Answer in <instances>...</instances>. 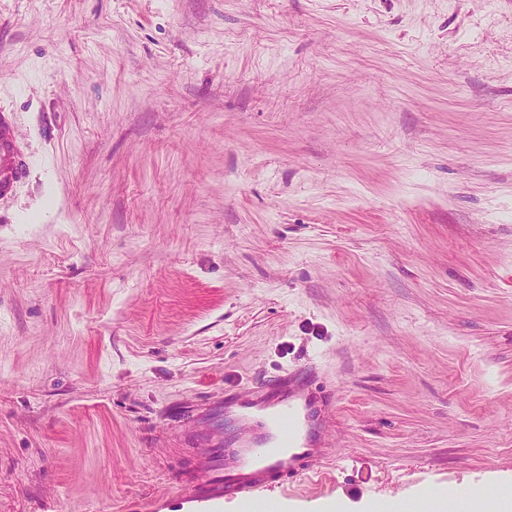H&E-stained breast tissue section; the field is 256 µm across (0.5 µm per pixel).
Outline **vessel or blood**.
<instances>
[{
    "mask_svg": "<svg viewBox=\"0 0 512 512\" xmlns=\"http://www.w3.org/2000/svg\"><path fill=\"white\" fill-rule=\"evenodd\" d=\"M314 379L303 369L246 391L241 416L251 428L235 448H206L195 471L178 475L180 498L193 512H224L225 498L299 477L317 456L305 423Z\"/></svg>",
    "mask_w": 512,
    "mask_h": 512,
    "instance_id": "obj_1",
    "label": "vessel or blood"
}]
</instances>
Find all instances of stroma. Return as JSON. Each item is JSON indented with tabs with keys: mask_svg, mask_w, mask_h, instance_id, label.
<instances>
[{
	"mask_svg": "<svg viewBox=\"0 0 512 512\" xmlns=\"http://www.w3.org/2000/svg\"><path fill=\"white\" fill-rule=\"evenodd\" d=\"M0 112V512H187L294 367L255 502L512 491V0H0ZM314 379L303 369L248 388L241 417L251 432L235 448H201L196 472L178 474L179 497L194 512H223L225 497L248 495L266 485L299 477L318 460L305 423Z\"/></svg>",
	"mask_w": 512,
	"mask_h": 512,
	"instance_id": "35a3bbf8",
	"label": "stroma"
}]
</instances>
